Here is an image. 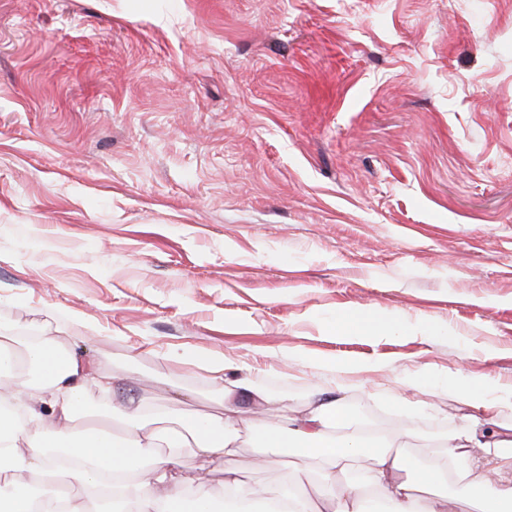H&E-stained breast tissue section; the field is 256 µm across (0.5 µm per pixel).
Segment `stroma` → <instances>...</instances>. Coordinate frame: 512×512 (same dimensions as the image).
Wrapping results in <instances>:
<instances>
[{
	"label": "stroma",
	"mask_w": 512,
	"mask_h": 512,
	"mask_svg": "<svg viewBox=\"0 0 512 512\" xmlns=\"http://www.w3.org/2000/svg\"><path fill=\"white\" fill-rule=\"evenodd\" d=\"M371 310L401 330L337 333ZM1 323L118 377L81 430L220 413L224 355L270 494L319 477L253 431L328 389L389 440L512 437V0H0Z\"/></svg>",
	"instance_id": "stroma-1"
}]
</instances>
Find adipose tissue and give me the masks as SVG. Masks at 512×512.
<instances>
[{"label": "adipose tissue", "instance_id": "obj_1", "mask_svg": "<svg viewBox=\"0 0 512 512\" xmlns=\"http://www.w3.org/2000/svg\"><path fill=\"white\" fill-rule=\"evenodd\" d=\"M24 345L25 366L15 368L6 360L16 343ZM103 393L113 389V378L96 374L77 356L61 350L49 336L21 340L11 326L0 325V400L19 404L22 419L0 418V512H89L88 498L105 492L128 503L134 512H213L215 502L204 483L170 471L173 457L184 453L220 455L224 458V489L243 501L260 506L268 499L246 480L233 456L238 446L239 419L234 390L225 388L224 411L216 416L180 420L165 432L151 430L149 407L137 403L121 416L122 434L88 431L77 435L74 423L83 403L86 382ZM346 408L331 396L298 416L284 415L269 422L258 440L268 448L292 447L299 463L316 462L328 492L297 494L294 512H364L367 493L383 502L386 512H449L448 502L433 503L416 493V486L435 488L446 484V458L464 456L467 449L482 447L479 438L459 436L446 444L445 458H437L436 444L424 440L417 454L393 450L359 432L332 439L328 429ZM41 433L32 451L24 453L19 442L30 429ZM138 457L154 460L152 482H145L135 466ZM359 459L372 461L366 482L334 489L336 471ZM417 476L416 484L405 474ZM46 483L51 492L42 503L31 499L33 480ZM194 485L192 497L179 489ZM458 484L479 512H512V485L493 477L475 479L460 471Z\"/></svg>", "mask_w": 512, "mask_h": 512}]
</instances>
